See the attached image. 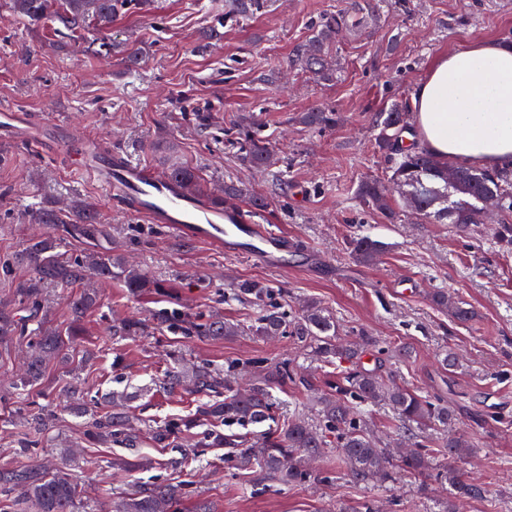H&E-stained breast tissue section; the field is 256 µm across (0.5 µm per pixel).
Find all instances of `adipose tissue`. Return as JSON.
Returning a JSON list of instances; mask_svg holds the SVG:
<instances>
[{
    "label": "adipose tissue",
    "instance_id": "1",
    "mask_svg": "<svg viewBox=\"0 0 512 512\" xmlns=\"http://www.w3.org/2000/svg\"><path fill=\"white\" fill-rule=\"evenodd\" d=\"M412 104L420 137L464 166L512 162V44L482 40L439 58Z\"/></svg>",
    "mask_w": 512,
    "mask_h": 512
}]
</instances>
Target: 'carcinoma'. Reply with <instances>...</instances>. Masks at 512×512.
<instances>
[{
    "mask_svg": "<svg viewBox=\"0 0 512 512\" xmlns=\"http://www.w3.org/2000/svg\"><path fill=\"white\" fill-rule=\"evenodd\" d=\"M134 0H8L12 15L29 26L51 22L54 29L69 31L95 22L106 27L121 10ZM265 0H231V12L240 17L252 16L264 8ZM367 7L361 0H351L348 7L322 16L315 34L296 50V62L311 75L329 79L333 73L332 53L336 39L343 33L359 37L366 32ZM409 100L393 102L378 115L380 133L377 144L391 163V181L405 190L409 207L428 223L445 220L460 231L470 233L482 223L490 207L512 213V164L506 166L465 167L439 159L417 140L404 144L403 134L413 131ZM303 122L312 128L329 127L338 122L336 112L316 108L306 112ZM243 162L251 167L266 168L271 150L266 140L251 134L238 138ZM167 172L175 177L189 195H207L209 189L199 171L182 162L172 163ZM357 195L360 201L392 220L396 212L389 189L379 180L362 182ZM224 197L241 199L253 210L267 207L264 199L249 195L247 189L232 182L224 183ZM31 221L42 224L47 232L28 240L16 255L15 263L33 271L14 286L12 308H0V346L22 345L27 348L26 369L13 390L25 396L12 406L15 421L25 427L15 440L16 454L26 455L40 447L44 434L54 427L56 414L28 398L34 391L49 386L47 368L50 361L74 360L77 337L84 335L83 320L99 301V292L87 288L91 277L100 282L120 279L132 294L151 292L170 297L172 285L147 272L125 264L112 248L101 244L99 215L87 203L77 202L64 209L47 200L31 214ZM81 241L79 253L61 250L62 241ZM498 247L512 250V224L501 222L495 230ZM352 258L370 263L382 252L380 242L369 236L352 238ZM58 285L81 287L79 293L66 297L70 321L61 330L51 324L52 308L49 289ZM275 289L269 283L242 280L233 295L258 309V316L248 326L258 338L285 335L293 340L312 362L323 367L338 362L349 363L348 369L320 392L304 375L295 372L290 362L268 367L262 360L223 364L202 363L183 367L184 350L179 344L167 351L171 368L166 370L160 388L175 393L182 390L193 395L192 409L184 416L171 419H139L133 406L117 404L112 394V408L88 399L78 372L89 366L94 352L85 349L71 373L69 389L74 398L71 413L85 418L83 438L92 445L116 446L129 455L113 454L110 467L128 473L156 468V462L139 453L147 438L159 448H172L176 455L163 463V469L179 473L177 483L156 477L139 480L132 492L113 503V512H178L180 502L192 495L193 481L187 478L190 464L210 448L224 450V463L256 485L270 481L300 484L314 477L310 462L325 449H338V460L348 474L360 482L380 485L393 481L396 472L423 475L432 469L434 453L444 452L452 459L464 460L473 445L463 434L455 432V409L438 395L424 394L383 376L381 369H366L360 364L364 351L376 345L365 334L342 339L336 324L324 308L312 303L305 309L282 311L268 304ZM433 302L450 309L460 321L472 317V311L448 299L438 291ZM172 333L184 340H218L243 333L239 325L224 321L217 314L184 309L160 308L148 320L124 318L112 321V339L133 340L138 336ZM251 368L252 383L238 384L240 365ZM296 382L311 393L317 404L319 419L306 418L299 407L284 410L275 391L288 382ZM376 405L388 409L396 427L411 440L397 458L378 447L364 417L363 407ZM436 482L449 484L459 499H481L488 493V481L463 480L452 469H437ZM80 489L78 475L68 464L52 469L27 468L10 460L0 462V512H27L36 505L38 512H78Z\"/></svg>",
    "mask_w": 512,
    "mask_h": 512,
    "instance_id": "1",
    "label": "carcinoma"
}]
</instances>
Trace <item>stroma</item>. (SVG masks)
<instances>
[{"label":"stroma","mask_w":512,"mask_h":512,"mask_svg":"<svg viewBox=\"0 0 512 512\" xmlns=\"http://www.w3.org/2000/svg\"><path fill=\"white\" fill-rule=\"evenodd\" d=\"M0 0V102L45 114L78 132L99 138L133 162L165 171L175 161L203 173L211 187L241 181L266 198L260 223L301 241L315 264L274 272L257 261L222 254L168 229L123 212L91 181H78L69 157L0 143V259L18 254L42 233L30 213L42 202L78 197L94 204L105 240L121 245L130 261L176 287L177 307L223 314L243 326L256 313L232 300L234 285L260 280L280 288V302L300 310L313 301L325 308L338 335L368 333L407 347L406 356L382 367L397 382L436 394L457 412L458 432L475 445L453 469L464 479H491L483 500L458 501L447 486L430 482L420 494L415 476L398 473L390 484L357 483L344 475L333 483L252 485L225 467L223 450L208 453L194 474L196 490L182 504L217 512H351L359 504L376 512H512V254L494 239L500 216L489 212L477 234L454 225L428 224L408 208L395 220L360 204L361 181L388 180L390 165L379 151V112L411 97L440 55L466 44L494 39L512 43V0H370L365 35L340 36L333 52L335 74L320 80L293 62L295 50L314 34L326 13L346 0H269L252 17L229 19V0H146L114 18L105 29L89 25L61 34L53 26H27ZM142 58L124 61L122 45ZM316 107L336 110V126L313 129L301 121ZM257 132L274 146L275 163L256 171L245 165L224 134L229 119ZM367 235L384 244L368 264L355 262L348 241ZM445 289L474 311L461 322L436 306L432 295ZM100 302L84 319V344L102 346L88 367L91 395L132 393L144 415H182L191 408L185 393L156 387L167 367L169 333L123 345L122 377L111 369L113 318H146L157 306L153 295L129 296L119 280L100 285ZM188 362L224 363L263 357L288 358L317 384L326 377L304 360L291 338L259 339L248 334L184 345ZM455 352L457 369L442 362ZM51 389L40 404L55 408L58 420L37 453L26 462L58 461L65 442L75 440L82 419L66 411L69 377L64 366L50 371ZM111 449L81 448L74 461L88 478L87 512H110L131 476L114 475Z\"/></svg>","instance_id":"35a3bbf8"}]
</instances>
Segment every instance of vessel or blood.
<instances>
[{"instance_id":"vessel-or-blood-1","label":"vessel or blood","mask_w":512,"mask_h":512,"mask_svg":"<svg viewBox=\"0 0 512 512\" xmlns=\"http://www.w3.org/2000/svg\"><path fill=\"white\" fill-rule=\"evenodd\" d=\"M48 117L0 104V139L19 147L44 146L78 160L77 171L95 183L109 199L131 214L160 224L193 241L224 253L249 258L264 266L288 270L296 264V246L287 232L258 223L239 203H215L205 196L185 194L172 176L129 161L89 136L62 137L44 143Z\"/></svg>"}]
</instances>
